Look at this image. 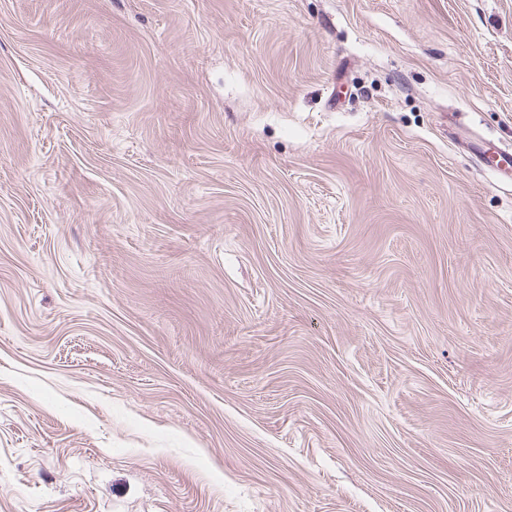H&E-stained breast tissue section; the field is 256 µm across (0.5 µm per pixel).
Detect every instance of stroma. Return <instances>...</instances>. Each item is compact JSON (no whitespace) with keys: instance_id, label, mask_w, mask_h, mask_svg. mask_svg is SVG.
<instances>
[{"instance_id":"1","label":"stroma","mask_w":512,"mask_h":512,"mask_svg":"<svg viewBox=\"0 0 512 512\" xmlns=\"http://www.w3.org/2000/svg\"><path fill=\"white\" fill-rule=\"evenodd\" d=\"M512 0H0V512H512ZM475 158L486 166H492L500 169L501 162L508 163L510 155L503 154L497 146L491 142H483L477 146H471Z\"/></svg>"}]
</instances>
